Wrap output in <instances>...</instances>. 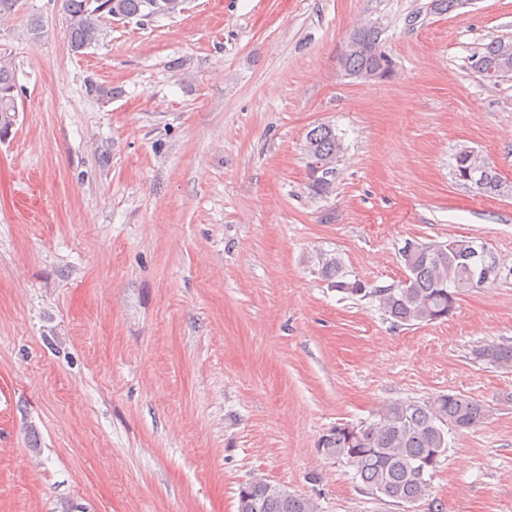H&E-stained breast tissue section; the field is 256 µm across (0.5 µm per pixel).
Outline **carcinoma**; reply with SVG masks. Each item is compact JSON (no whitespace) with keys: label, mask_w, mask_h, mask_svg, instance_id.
<instances>
[{"label":"carcinoma","mask_w":512,"mask_h":512,"mask_svg":"<svg viewBox=\"0 0 512 512\" xmlns=\"http://www.w3.org/2000/svg\"><path fill=\"white\" fill-rule=\"evenodd\" d=\"M186 0H62L65 28L71 50L81 54L106 37L112 23L136 19L151 22L173 17L184 10ZM364 47L345 53L341 65L350 74L381 65L389 68V57L379 50V33L360 36ZM475 71L494 68L512 74V41L492 40L470 61ZM16 75L12 62L0 55V139L12 128L16 112ZM341 137L329 126H317L306 138V157H315L336 169L343 154ZM456 182L473 186L487 196L507 195L512 187L503 181L491 161L471 155L462 147L453 155ZM314 192L328 194L335 179L326 173L309 174ZM485 243L475 237H453L446 242L422 244L402 250L406 279L396 286L371 287L355 279L346 280L339 259L322 264V274L336 291L378 302V308L397 326L430 324L448 319L463 292L487 286L477 272ZM476 357L492 365L512 367V345L489 344ZM485 414L482 404L463 394L448 393L426 401L393 400L371 420L356 425L339 424L322 435L324 453L345 462L367 492L404 503H415L430 490V480L448 448V430L470 429ZM238 512H317L314 501L278 484L251 480L238 493Z\"/></svg>","instance_id":"cac0c4a2"}]
</instances>
